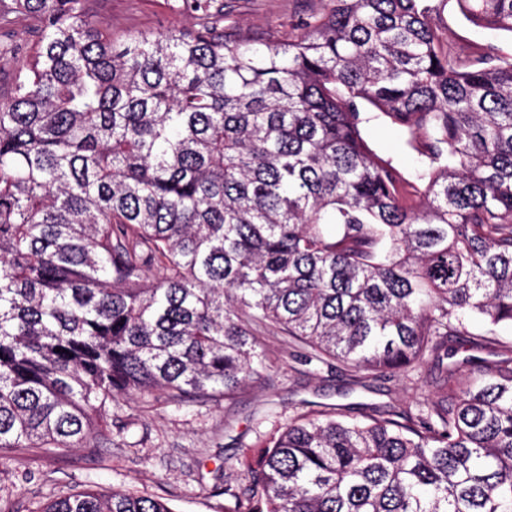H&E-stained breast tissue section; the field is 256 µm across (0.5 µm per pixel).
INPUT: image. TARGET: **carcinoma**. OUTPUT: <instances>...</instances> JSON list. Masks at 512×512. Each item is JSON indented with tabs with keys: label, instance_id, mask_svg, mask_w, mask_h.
<instances>
[{
	"label": "carcinoma",
	"instance_id": "1",
	"mask_svg": "<svg viewBox=\"0 0 512 512\" xmlns=\"http://www.w3.org/2000/svg\"><path fill=\"white\" fill-rule=\"evenodd\" d=\"M321 2L259 37L178 0L192 29L115 39L93 0H0L1 450L81 446L128 392L231 400L271 323L355 378L429 358L434 397L239 448L228 512H512V58L449 48L450 0ZM455 2L512 34V0ZM40 512L172 510L86 488ZM365 136L377 154L393 159L402 175L408 180H413L412 174L417 165V154L405 144L400 129L374 122L366 128Z\"/></svg>",
	"mask_w": 512,
	"mask_h": 512
}]
</instances>
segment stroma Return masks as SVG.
Wrapping results in <instances>:
<instances>
[{"label":"stroma","mask_w":512,"mask_h":512,"mask_svg":"<svg viewBox=\"0 0 512 512\" xmlns=\"http://www.w3.org/2000/svg\"><path fill=\"white\" fill-rule=\"evenodd\" d=\"M174 0H99V17L114 33L176 25L189 28L191 17L173 9ZM235 18L257 34L284 17L317 8V0H226ZM442 24L459 53L492 42L499 55L512 57V34H491L448 8ZM365 136L372 149L393 159L411 177L417 155L394 126L371 123ZM260 340L268 354L265 367L243 387L234 403L198 398L177 403L164 395L127 394L94 419L90 445L51 454L28 448L0 454V512H33L70 490L95 485L168 501L174 512H225L232 499L225 488L250 483L234 455L256 444L309 410H340L362 418L375 408L415 409L431 395L430 364L389 379L365 378L354 386L345 366L314 358L310 348L273 330Z\"/></svg>","instance_id":"stroma-1"}]
</instances>
